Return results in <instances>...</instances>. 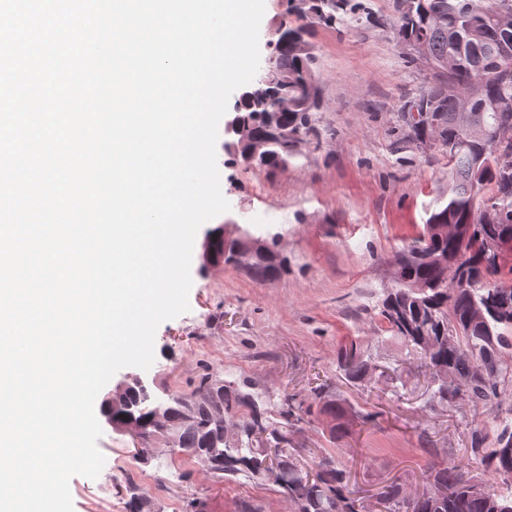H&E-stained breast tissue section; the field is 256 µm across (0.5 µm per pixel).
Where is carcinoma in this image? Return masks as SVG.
Here are the masks:
<instances>
[{"instance_id":"1","label":"carcinoma","mask_w":512,"mask_h":512,"mask_svg":"<svg viewBox=\"0 0 512 512\" xmlns=\"http://www.w3.org/2000/svg\"><path fill=\"white\" fill-rule=\"evenodd\" d=\"M348 0H287V9L312 22L332 25L337 14L347 13ZM396 23L392 38L406 49H423L433 71L432 81L405 99L397 110L398 124L392 130L391 151L414 148L413 142L434 133L441 142L429 149L428 158H444L448 186L427 210L422 234L397 252L410 261L403 264L396 287L381 301L378 315L392 338L410 352L432 339L437 353L425 359L431 376L433 399L450 403L467 398L473 403L501 407L512 398V320L500 310H512V258L494 263L486 255V242L501 236V226L512 225V193L500 194L499 171L482 157L457 121L459 95L476 86L485 89L483 101L474 109L475 121L488 129L498 123L500 112L512 109V36L504 38L498 19H512V0H395ZM263 75L251 89L234 98L229 111L237 121V134L226 142L234 163L246 167L278 170L301 154L314 133L313 115L322 105L321 87L314 72L316 57L301 26L280 25ZM279 112L275 123L267 113ZM264 144V156L253 159V143ZM500 213L496 223L485 221L487 210ZM465 224L471 234L454 241L439 228ZM256 253L246 272L255 280L270 281L282 271L271 254ZM467 283L448 287L459 271ZM477 306L491 307L480 324L469 322ZM337 365L351 382H362L369 372L368 360L352 343L340 347ZM222 387L224 425L212 420L210 391ZM288 415L301 422L313 411L330 418V438L341 431L347 409L324 388L314 394V403L287 395ZM131 413L143 442L161 435L169 452L188 458L211 456L214 470L226 475L264 477L265 449L277 448L278 465L285 486L278 488L293 506V512H363L359 499L349 490L344 466L327 454L314 461L317 479L302 483L301 459L288 447L279 425L270 421L265 402L250 392L207 376L189 395H171L158 402L141 390L112 407V417ZM508 418L496 429L474 428L469 458L502 483L512 485V405ZM259 425L265 433L258 445L251 443L248 426ZM443 448H432L426 474L439 499L422 512H512V491L485 487L472 490V478L462 466L449 468L439 460ZM401 489L391 483L383 492L389 512H401Z\"/></svg>"}]
</instances>
